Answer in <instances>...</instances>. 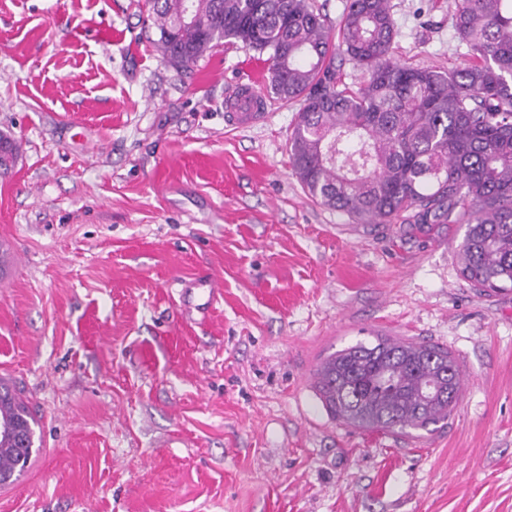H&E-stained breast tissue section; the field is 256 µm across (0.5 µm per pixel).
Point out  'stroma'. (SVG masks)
I'll use <instances>...</instances> for the list:
<instances>
[{"mask_svg": "<svg viewBox=\"0 0 512 512\" xmlns=\"http://www.w3.org/2000/svg\"><path fill=\"white\" fill-rule=\"evenodd\" d=\"M390 5L397 61L467 64L455 0ZM156 38L147 0H0V378L41 438L0 512H512V289L463 278L465 225L318 204L258 53L184 71ZM379 336L448 349L447 425L327 414L316 369Z\"/></svg>", "mask_w": 512, "mask_h": 512, "instance_id": "obj_1", "label": "stroma"}]
</instances>
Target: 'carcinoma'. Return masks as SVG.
<instances>
[{"label":"carcinoma","instance_id":"1","mask_svg":"<svg viewBox=\"0 0 512 512\" xmlns=\"http://www.w3.org/2000/svg\"><path fill=\"white\" fill-rule=\"evenodd\" d=\"M157 45L183 69L224 40L267 55L273 94L301 108L289 138L293 170L320 204L361 223L405 214L467 225L462 274L486 292L512 288V0H456L452 17L471 61L440 72L393 60L388 0H347L332 29L314 0H150ZM198 20H184L185 7ZM362 69L338 79L336 54ZM316 394L359 429L429 430L447 423L461 391L448 350L379 338L330 356ZM0 475L22 471L36 421L0 382Z\"/></svg>","mask_w":512,"mask_h":512}]
</instances>
